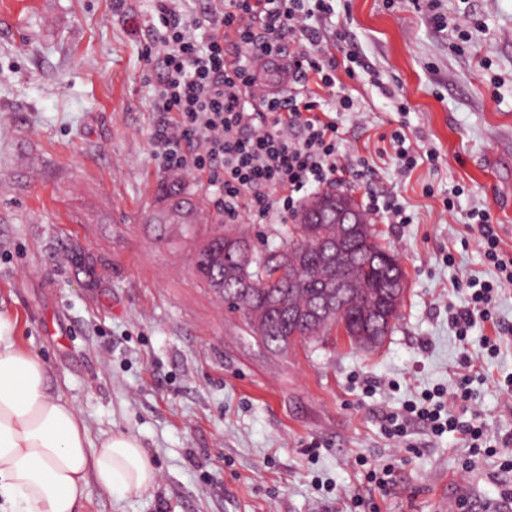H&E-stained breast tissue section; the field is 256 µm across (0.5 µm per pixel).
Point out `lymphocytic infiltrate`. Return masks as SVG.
I'll return each mask as SVG.
<instances>
[{"instance_id":"obj_1","label":"lymphocytic infiltrate","mask_w":512,"mask_h":512,"mask_svg":"<svg viewBox=\"0 0 512 512\" xmlns=\"http://www.w3.org/2000/svg\"><path fill=\"white\" fill-rule=\"evenodd\" d=\"M209 32L197 40L199 21L186 20L175 0H156L163 28L160 50L146 48L145 61L160 72L156 88L158 114L151 134L155 155L166 171L185 170L206 176L224 221L237 223L248 214L252 223L294 214L302 196L338 183L343 172L339 127L319 101V91L332 93L338 110L353 106L336 91L335 56L327 50L315 22L330 17V0H213ZM281 60L288 73V92L269 96L253 108L250 90L259 58ZM479 226L485 258L499 276L469 281L468 304L451 315L459 338L477 320L492 317L498 290L512 285V261L505 260L490 210L470 214ZM466 380L424 393L423 404H406V417L389 415L384 430L403 437L409 422L433 435H463L473 452L499 455L512 446L484 445L483 430L448 412L449 401L469 399Z\"/></svg>"}]
</instances>
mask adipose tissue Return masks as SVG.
Instances as JSON below:
<instances>
[{"label": "adipose tissue", "mask_w": 512, "mask_h": 512, "mask_svg": "<svg viewBox=\"0 0 512 512\" xmlns=\"http://www.w3.org/2000/svg\"><path fill=\"white\" fill-rule=\"evenodd\" d=\"M0 316V512H76L91 491L150 492L158 473L128 434L92 442L74 406L47 388L42 359Z\"/></svg>", "instance_id": "adipose-tissue-1"}]
</instances>
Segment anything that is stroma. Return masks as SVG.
<instances>
[{
  "label": "stroma",
  "mask_w": 512,
  "mask_h": 512,
  "mask_svg": "<svg viewBox=\"0 0 512 512\" xmlns=\"http://www.w3.org/2000/svg\"><path fill=\"white\" fill-rule=\"evenodd\" d=\"M155 5L0 0V315L92 441L132 435L159 472L149 493L95 491L78 512H441L465 487L467 512L499 502L512 471L498 457L415 423L393 440L384 420L456 380L466 356L465 409L488 439L512 434V286L466 340L448 320L468 280L497 275L470 210L491 209L512 258V0H332L323 33L336 58L356 57L355 77L336 73L354 100L336 115L341 189L412 216L369 217L406 296L376 350L335 332L285 354L194 272L219 229L205 179L183 176L205 207L191 233L145 219L169 177L151 140L159 74L143 58ZM397 129L417 149L405 173L385 153ZM363 458L391 464L385 490ZM369 209L372 212L380 213L381 210L386 214L388 223L391 224H409L410 217L406 214V210L395 203L383 204L382 208L379 204V198L376 195H371L369 198Z\"/></svg>",
  "instance_id": "obj_1"
}]
</instances>
